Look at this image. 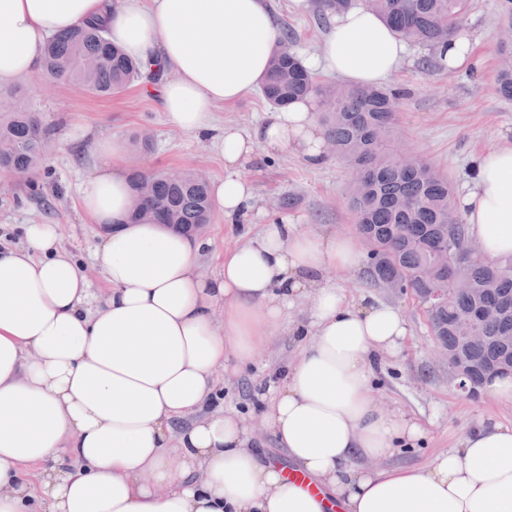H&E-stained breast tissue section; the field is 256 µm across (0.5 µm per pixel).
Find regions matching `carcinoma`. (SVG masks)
<instances>
[{
  "mask_svg": "<svg viewBox=\"0 0 512 512\" xmlns=\"http://www.w3.org/2000/svg\"><path fill=\"white\" fill-rule=\"evenodd\" d=\"M397 36L431 51L448 45L458 32L469 0H369ZM353 0H318L323 19L341 14ZM296 33L283 32L260 87L272 106L285 108L314 95L320 100L325 136L336 156L360 175L350 206L356 231L366 244L365 273L386 288H406L420 296L443 288L453 277L470 291L448 293V307L426 309L433 336L472 366L468 383L502 373L512 365V258L475 260L466 249L467 225L460 220L448 177L430 162L407 157L393 147L398 88L323 84L288 49ZM45 70L58 81L109 97L141 78L139 65L105 38L96 24L59 33L45 47ZM497 94L512 101V68L500 67ZM52 127L35 112L15 108L0 113V168L29 174L48 149ZM130 186L135 207L130 220L169 224L188 233L211 223L209 185L192 172L170 180L161 172H135ZM448 254V267L440 265Z\"/></svg>",
  "mask_w": 512,
  "mask_h": 512,
  "instance_id": "obj_1",
  "label": "carcinoma"
}]
</instances>
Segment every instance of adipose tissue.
<instances>
[{
	"label": "adipose tissue",
	"instance_id": "1",
	"mask_svg": "<svg viewBox=\"0 0 512 512\" xmlns=\"http://www.w3.org/2000/svg\"><path fill=\"white\" fill-rule=\"evenodd\" d=\"M95 23L148 75L144 88L159 95L169 124L214 135L224 176L212 201L225 220L256 207L240 175L256 151L326 163L313 98L267 113L246 134L214 128L216 107L260 87L281 45L271 0H0V87L42 71L50 37ZM414 55L375 11L355 5L305 63L373 87ZM97 151L102 164L79 201L107 228L93 253L107 291L61 247L57 225H24L19 244L0 247V512H512V426L480 425L423 468L358 467L423 431L385 411L371 388L374 364L405 339L403 315L350 300L324 279L358 268L353 238L282 219L202 276L203 241L130 223L120 142L99 138ZM456 205L484 259L512 254V137L473 156ZM301 299L308 322L288 324ZM284 331L303 345L264 422L288 470L214 404L215 367L248 365Z\"/></svg>",
	"mask_w": 512,
	"mask_h": 512
}]
</instances>
